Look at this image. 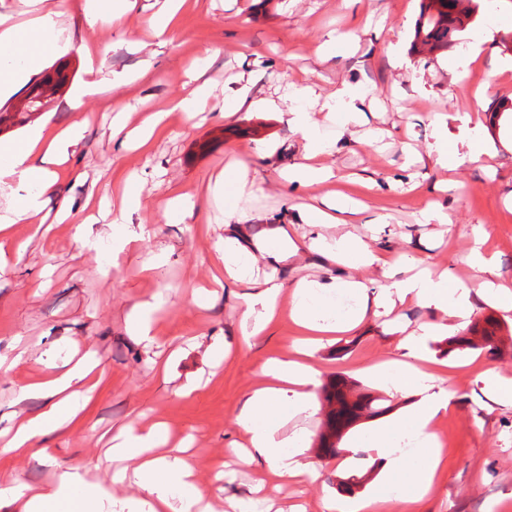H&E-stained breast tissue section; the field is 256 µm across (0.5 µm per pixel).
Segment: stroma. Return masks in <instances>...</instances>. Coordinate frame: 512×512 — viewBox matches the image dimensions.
I'll return each mask as SVG.
<instances>
[{
    "label": "stroma",
    "instance_id": "stroma-1",
    "mask_svg": "<svg viewBox=\"0 0 512 512\" xmlns=\"http://www.w3.org/2000/svg\"><path fill=\"white\" fill-rule=\"evenodd\" d=\"M153 0H138L124 25L88 27L84 0H67L65 35L73 48L64 55L69 81L64 93L43 113L48 126L60 128L90 116L84 138L61 170L49 196V209L65 204L79 208L88 195H108L127 175L138 178L127 199L130 228L153 227L149 237L122 254L112 266V230L90 225L95 248L82 247L71 224L53 225L47 237L30 239L28 227H13L16 241H28L23 255H9L0 270V431H8L19 415L38 412L39 399L14 403L20 384L32 382L64 363L74 351L92 349L102 359L105 375L80 417L65 432L51 436L46 456L18 455L0 447V488L14 482L33 487L50 480L59 468L77 465L87 477H105L112 470L110 440L133 421L166 423L176 439L188 440V456L200 483L211 484L224 471L222 498L246 496L263 471L227 455L240 437L237 412L252 389L263 381L261 363L289 350L303 331L288 315H280L249 348L215 365V341L240 338L238 295L229 284L203 304L194 297L210 281V255L232 228L244 238L261 234L269 225L288 224L308 230L307 217L327 190L357 197L359 213L351 216V232L373 236L386 255L414 257L435 270L448 269L469 282L467 263L472 230L490 229L487 249L495 253L501 283L512 286V116L486 121V153L448 168L430 156L434 116H445L449 136L465 132L464 117L478 106L512 100V59L502 43L512 38V0H495L493 16L478 12L457 33L448 49L433 55L414 51V29L421 0H184L182 12L165 45L150 35L147 20ZM498 25L494 42L482 44L468 75L454 80L450 68L457 56L470 52L471 35ZM338 40L333 57L319 62L318 49L328 33ZM144 42L140 52L123 45L129 35ZM400 44L401 59L388 52ZM93 57H86V50ZM150 60L149 70L131 83L121 77ZM101 68L107 82L102 92L83 98L79 110L70 103L85 79L88 63ZM200 63L213 91L192 118L170 113L164 128L146 151L123 148L112 135V118L128 112L138 123L165 107L180 90L184 72ZM253 95L269 97L288 83L311 87L326 97L350 85L359 92L360 123L344 115L328 117L320 106L315 121L345 133L322 159L336 178L331 187L286 192L282 175L302 157V140L289 123L292 103L276 112L239 110L225 116L224 100L243 83ZM386 130L385 139L369 144L367 132ZM233 170L246 184L230 224L204 209L191 218L165 214L163 201L171 192L201 196L210 179ZM446 212L447 225L419 223L428 203ZM156 259L157 268L141 265ZM291 281L350 276L377 288V269L336 266L308 250L291 256L283 272ZM165 298L153 316V342L134 336L128 314L155 294ZM475 319L495 318L502 328L498 352L450 349L448 339L434 336L428 355L434 370L448 380L454 406L438 423L442 455L433 493L402 506L385 501V512H489L490 505L512 508V405L492 398L481 380L490 370L512 379V310L488 302ZM433 310L409 303L394 315L367 316L352 330L334 334L315 354L322 382L342 378L375 396L384 390L365 375L366 367L399 354L403 331L439 320ZM191 396H179L184 385ZM389 413L357 423L341 445L354 449L349 465L338 458L321 459L322 477L279 489L268 485L275 506L304 504L306 512H322V501L336 494L339 479L365 476L364 490L380 496L387 481L374 475L365 449L369 431L391 423L404 411L403 400L388 398Z\"/></svg>",
    "mask_w": 512,
    "mask_h": 512
}]
</instances>
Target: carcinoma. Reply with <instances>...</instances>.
Wrapping results in <instances>:
<instances>
[{"label": "carcinoma", "instance_id": "carcinoma-1", "mask_svg": "<svg viewBox=\"0 0 512 512\" xmlns=\"http://www.w3.org/2000/svg\"><path fill=\"white\" fill-rule=\"evenodd\" d=\"M452 0H422L419 20L415 27L414 49H429L432 52L444 51L452 42L454 33L462 24L459 13L454 11ZM67 74L64 65L44 72L30 86L24 99L28 101L29 111H16L14 108L0 107V126H20L31 121L35 116L33 109L44 108L58 90L65 85ZM500 325L497 320L488 317L471 325L466 333L449 340V346L455 348L495 349L499 341L497 332ZM347 383L335 379L323 389L324 400L330 411L327 431L321 436L320 447L327 449V454L339 453L336 448V436L359 418H374L390 411L382 405V398L370 394H360L356 399L347 398Z\"/></svg>", "mask_w": 512, "mask_h": 512}]
</instances>
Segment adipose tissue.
Listing matches in <instances>:
<instances>
[{"label": "adipose tissue", "instance_id": "adipose-tissue-1", "mask_svg": "<svg viewBox=\"0 0 512 512\" xmlns=\"http://www.w3.org/2000/svg\"><path fill=\"white\" fill-rule=\"evenodd\" d=\"M65 10V0H21L22 21L0 14V46L12 47L20 60L18 66L0 70V99L41 72L48 57L70 51V40L62 31ZM290 121L301 135L303 155L300 163L289 167L285 175L287 186L298 190L331 182L334 173L321 165L320 159L335 146V136L313 122L301 106L292 111ZM468 122L466 139L458 141L449 138L444 118L435 119L430 149L437 162L444 164L464 157L476 161L483 156L481 118L473 115ZM88 123V117L83 116L61 129L48 132L40 127L23 139L0 142V195L9 199L8 208L0 213V240H10L17 224L32 225L33 237L47 235L41 216L44 195L55 185L59 167L68 162ZM488 237L485 227L474 228L469 266L474 278L481 282L480 288L474 290L464 285L450 286L445 273L436 276L420 271L397 277L370 239L350 232L293 237L278 226L264 231L248 247L235 236H225L212 263L223 270L225 280L248 288L241 302L240 346L249 345L251 338L262 333L283 311L305 331L287 353L262 364L264 381L246 396L236 416L243 441L232 446V454L262 461L284 485L320 479V469L308 452L302 430H285L280 416L285 409L290 417L308 419L319 410L316 390L321 381L320 372L311 361L314 347L324 336L348 331L378 309L417 303L440 312L445 320L423 324L407 333L399 345V358L369 366L373 380L388 391L402 397L413 393L419 396L395 428L381 426L373 430L369 453L377 473L403 474L414 484L418 495L427 494L441 456L433 426L453 401L446 378L425 367L427 341L430 336L464 327L479 302L491 300L512 309V288L493 280L495 258L484 249ZM304 248L326 256L342 268L378 269L383 283L372 290L350 278L331 282L300 280L288 291L277 274H267L261 281L254 279L257 257L279 265ZM339 295L350 297L353 307L341 320L322 319L320 310L328 308ZM103 375L100 358L89 350L77 362L64 363L44 381L20 386L17 403L37 396L42 399L43 408L16 428L9 449L26 454L35 440L63 430L83 411ZM168 442L161 426L129 424L113 435L110 453L120 465L131 463L132 471L120 468L106 486L87 480L79 468H68L60 471L53 483L35 492H26L21 485L11 487L7 495H0V508L18 501L22 512H105L106 503L112 500L111 484L122 483L131 474L144 496L130 502L128 512H219L222 506L210 488L198 484L183 448L169 447Z\"/></svg>", "mask_w": 512, "mask_h": 512}]
</instances>
